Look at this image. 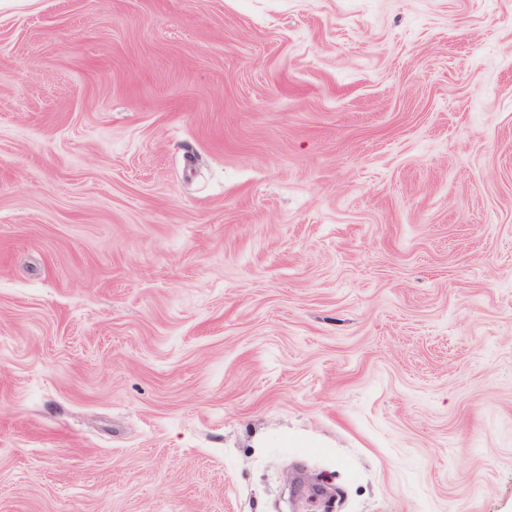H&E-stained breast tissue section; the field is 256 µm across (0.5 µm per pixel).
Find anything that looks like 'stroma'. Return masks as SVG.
<instances>
[{
  "mask_svg": "<svg viewBox=\"0 0 512 512\" xmlns=\"http://www.w3.org/2000/svg\"><path fill=\"white\" fill-rule=\"evenodd\" d=\"M512 512V0H0V512Z\"/></svg>",
  "mask_w": 512,
  "mask_h": 512,
  "instance_id": "stroma-1",
  "label": "stroma"
}]
</instances>
